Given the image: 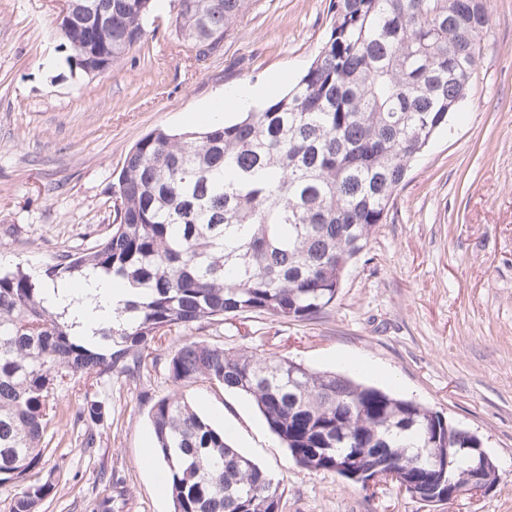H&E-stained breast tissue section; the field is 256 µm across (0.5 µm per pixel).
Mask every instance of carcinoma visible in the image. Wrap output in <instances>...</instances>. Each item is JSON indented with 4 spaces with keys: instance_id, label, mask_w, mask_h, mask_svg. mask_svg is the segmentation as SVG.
Here are the masks:
<instances>
[{
    "instance_id": "obj_1",
    "label": "carcinoma",
    "mask_w": 512,
    "mask_h": 512,
    "mask_svg": "<svg viewBox=\"0 0 512 512\" xmlns=\"http://www.w3.org/2000/svg\"><path fill=\"white\" fill-rule=\"evenodd\" d=\"M153 0H69L57 32L86 76L110 69L145 35ZM249 0H174L178 37L201 56ZM308 69L283 96L205 130L156 128L128 152L115 184L119 223L36 280L0 273V484L8 512H40L49 423L79 379L150 374L162 338L225 316L307 320L335 301L384 223L412 161L448 127L480 64L473 31L485 0H334ZM95 274L133 298L78 334L48 288ZM174 389L209 380L254 402L298 467L368 490L392 482L437 505L448 489L485 491L473 468L480 436L440 412L346 375L272 353L185 340L167 358ZM103 402L86 393L73 423L93 448ZM154 454L172 512H282L281 482L172 394L150 409Z\"/></svg>"
}]
</instances>
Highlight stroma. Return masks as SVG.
<instances>
[{
    "instance_id": "35a3bbf8",
    "label": "stroma",
    "mask_w": 512,
    "mask_h": 512,
    "mask_svg": "<svg viewBox=\"0 0 512 512\" xmlns=\"http://www.w3.org/2000/svg\"><path fill=\"white\" fill-rule=\"evenodd\" d=\"M331 0H251L204 56L175 33L172 6L94 78L74 74L51 34L65 0H0V265L36 277L116 223L114 183L151 130L183 131L240 83L294 85L317 54ZM481 65L447 129L409 169L386 221L311 320L248 314L167 335L260 349L418 400L479 434L500 480L428 506L395 485L368 496L333 472L298 469L253 402L200 379L178 390L233 447L283 483V512H512V0H487ZM140 383L113 377L96 447L71 419L50 425L43 512H170L160 461L144 464L153 402L171 395L166 360Z\"/></svg>"
}]
</instances>
